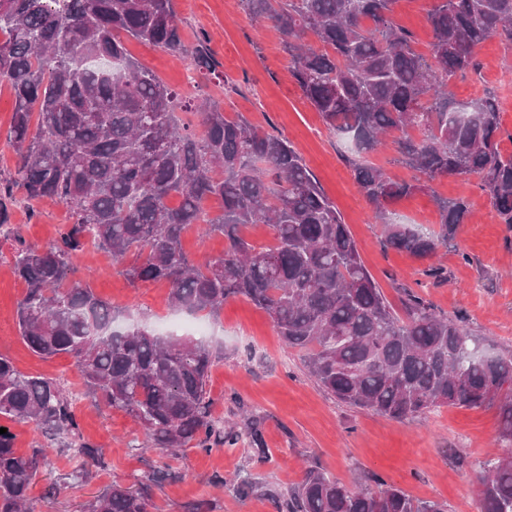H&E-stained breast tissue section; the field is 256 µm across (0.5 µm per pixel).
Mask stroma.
<instances>
[{"mask_svg":"<svg viewBox=\"0 0 512 512\" xmlns=\"http://www.w3.org/2000/svg\"><path fill=\"white\" fill-rule=\"evenodd\" d=\"M431 0H398L393 18L413 36L418 51L429 54L432 30L427 20ZM183 35L195 42L205 34L216 62L218 79L199 86V93L222 102L225 112L244 116L270 134L287 138L302 156L327 196L336 204L360 258L395 310H402L406 290H413L448 319H464L471 332L488 340L497 353L512 354V230L508 229L478 177L428 178L406 168L395 146L370 155V162L399 180L418 181L422 189L401 199L396 210L406 223L432 226L438 220L436 198H464L471 212L458 225L448 247L427 259L387 247L381 227L360 192L347 158V144L328 129L303 97L289 72V58L271 23L258 24L238 0H175ZM128 52L177 92H184L185 63L146 44L130 40ZM478 72L447 83L449 97L465 101L494 89L499 95L501 148L512 153V90L502 73L512 72V45L493 37L476 50ZM14 106L9 86H0V181L12 179L16 151L8 135ZM69 209L49 202L28 205L17 197L9 226L0 228V353L23 372L60 382L73 393V410L84 442L101 448L103 463L90 480L73 483L78 458L63 440H49L34 426L12 424L15 448L28 454L47 448V464L31 495L36 512H84L87 503L113 483L132 485L156 467L166 480L151 490V512H277L271 498L242 494L235 477H246L284 493L306 470L319 468L350 486L373 487L375 479L403 488L416 499L445 505L447 512H477L476 489L481 461L503 455L498 438L497 402L482 409L450 407L404 421L366 408L341 403L310 376L299 350L284 347L268 314L242 297L228 299L218 317L203 318L206 341L214 355L207 390L215 420L231 426L253 417L262 434V450L247 439L235 446L206 452L185 448L163 455L146 444L137 421L121 410L96 408L83 396V380L71 357L42 359L18 332V303L26 286L13 273L18 242L46 247ZM443 266L447 275L427 274ZM74 278L86 279L95 293L125 318L165 332L177 313L167 302L162 282L132 284L122 264L93 246L72 260ZM54 496H47L50 484Z\"/></svg>","mask_w":512,"mask_h":512,"instance_id":"stroma-1","label":"stroma"}]
</instances>
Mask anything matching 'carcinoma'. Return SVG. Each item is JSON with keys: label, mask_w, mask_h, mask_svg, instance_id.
Listing matches in <instances>:
<instances>
[{"label": "carcinoma", "mask_w": 512, "mask_h": 512, "mask_svg": "<svg viewBox=\"0 0 512 512\" xmlns=\"http://www.w3.org/2000/svg\"><path fill=\"white\" fill-rule=\"evenodd\" d=\"M397 0H240L252 19L283 35L291 75L327 127L358 156L386 136L400 162L433 179L475 175L512 229V153L497 139L495 93L466 103L444 81L477 68L490 37L512 44V0H433L432 59L392 17ZM129 38L190 62L204 78L216 64L204 39H183L173 0H0V84L14 93L9 140L18 162L0 186V226L10 223L14 189L31 201L65 205L74 222L47 249L19 242L14 274L26 285L19 335L33 353L68 355L97 407L118 409L168 455L193 443L233 446L239 432L211 418L206 389L212 353L199 339L114 327L112 305L72 258L90 243L128 262L133 282H165L174 310L215 316L244 297L272 319L283 344L303 352L310 375L339 402L403 421L441 406L480 408L497 398L502 441L512 448V357L488 353L467 325L437 314L407 292L400 317L363 265L336 205L287 138L267 134L220 101L186 107L201 133L177 116L180 95L128 53ZM111 59L106 70L88 63ZM361 193L382 225L384 243L416 258L448 247L469 214L463 199L435 198L438 226L414 228L393 206L419 190L365 161L351 160ZM221 201L212 216L207 200ZM192 224L224 235V255L199 265L182 248ZM265 224L273 244L256 248L241 229ZM32 424L61 439L80 437L72 402L54 379L27 375L0 353V419ZM0 434V512H34V477L45 451L14 448ZM70 474L85 482L100 449L81 443ZM478 512H512V451L480 463ZM119 483L88 512H148V489ZM351 489L316 469L286 494L240 480L243 494L275 498L277 512H443L384 480Z\"/></svg>", "instance_id": "1"}]
</instances>
